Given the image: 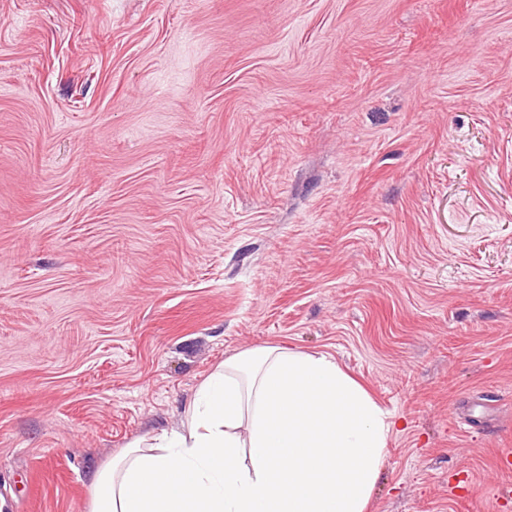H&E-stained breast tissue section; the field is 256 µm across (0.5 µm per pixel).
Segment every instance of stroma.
<instances>
[{"instance_id": "stroma-1", "label": "stroma", "mask_w": 512, "mask_h": 512, "mask_svg": "<svg viewBox=\"0 0 512 512\" xmlns=\"http://www.w3.org/2000/svg\"><path fill=\"white\" fill-rule=\"evenodd\" d=\"M270 345L395 416L368 512H512V0H0V512Z\"/></svg>"}]
</instances>
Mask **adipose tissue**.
<instances>
[{
  "label": "adipose tissue",
  "instance_id": "1",
  "mask_svg": "<svg viewBox=\"0 0 512 512\" xmlns=\"http://www.w3.org/2000/svg\"><path fill=\"white\" fill-rule=\"evenodd\" d=\"M185 415L95 471L89 512H366L396 425L331 356L280 346L224 360Z\"/></svg>",
  "mask_w": 512,
  "mask_h": 512
}]
</instances>
